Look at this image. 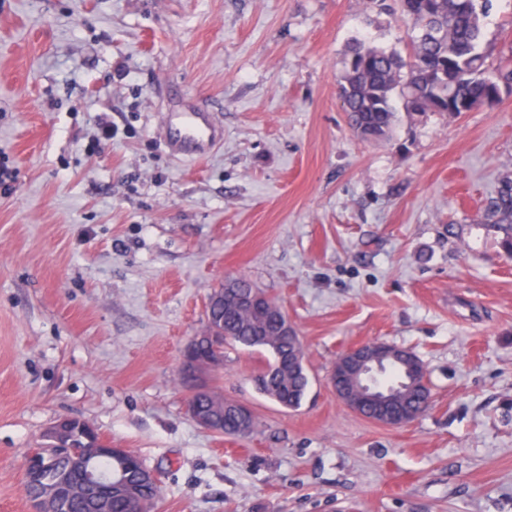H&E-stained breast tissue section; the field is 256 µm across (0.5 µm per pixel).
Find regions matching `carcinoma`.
I'll use <instances>...</instances> for the list:
<instances>
[{
	"mask_svg": "<svg viewBox=\"0 0 512 512\" xmlns=\"http://www.w3.org/2000/svg\"><path fill=\"white\" fill-rule=\"evenodd\" d=\"M413 26L409 40L410 57L405 59L393 50L381 48L365 38L353 39L347 49L343 70L336 77V89L352 130L366 140L382 141L392 136L395 122L394 98L400 97L408 113L472 112L492 107L501 100L502 88H512V67L496 75H485L482 50L485 8L478 0H399ZM486 223L502 232L501 245L512 255V175L504 176L496 194L484 207ZM280 304L266 297V310L259 314L240 311L230 305H210L206 320L223 330V337L199 344L197 355L224 353L228 340L260 352L271 359L256 378L259 391L273 402L288 409L298 408L309 387V374L299 361L288 364V351L298 346V337L279 335ZM187 398L201 410H210L213 402L194 394L196 378L181 373ZM429 388L420 384L406 396L405 403L419 413L429 408ZM224 416V433L232 436L243 421L231 402L220 407ZM54 473L71 482L83 480L81 465L67 456L54 461ZM126 483L136 486L140 496L158 507L161 498L157 484L142 480L141 472L130 469ZM94 496L72 499L60 512H97Z\"/></svg>",
	"mask_w": 512,
	"mask_h": 512,
	"instance_id": "1",
	"label": "carcinoma"
}]
</instances>
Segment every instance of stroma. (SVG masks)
<instances>
[{
  "mask_svg": "<svg viewBox=\"0 0 512 512\" xmlns=\"http://www.w3.org/2000/svg\"><path fill=\"white\" fill-rule=\"evenodd\" d=\"M483 23L492 72L512 0ZM410 30L398 0H0V512H30L25 457L64 416L157 472L158 512H512V256L483 219L512 174V89L357 137L345 49L405 55ZM179 94L224 125L194 163L159 133ZM240 277L282 304L310 387L282 408L263 355L225 345L217 384L256 421L234 438L188 415L179 373ZM370 341L423 363L411 423L330 387Z\"/></svg>",
  "mask_w": 512,
  "mask_h": 512,
  "instance_id": "obj_1",
  "label": "stroma"
}]
</instances>
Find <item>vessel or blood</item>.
I'll list each match as a JSON object with an SVG mask.
<instances>
[{"instance_id":"obj_1","label":"vessel or blood","mask_w":512,"mask_h":512,"mask_svg":"<svg viewBox=\"0 0 512 512\" xmlns=\"http://www.w3.org/2000/svg\"><path fill=\"white\" fill-rule=\"evenodd\" d=\"M223 140V125L205 108L191 106L165 115L164 143L174 157L185 161L200 160Z\"/></svg>"}]
</instances>
